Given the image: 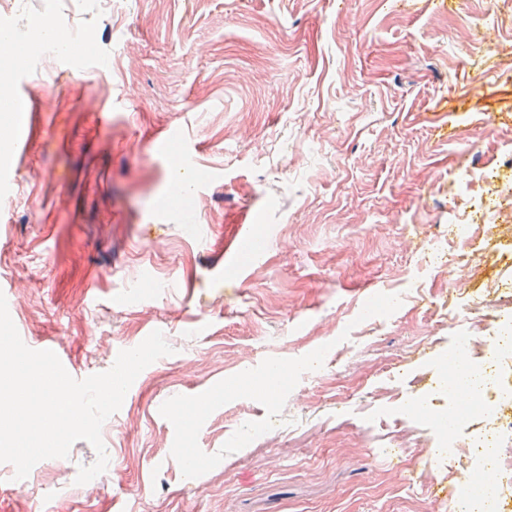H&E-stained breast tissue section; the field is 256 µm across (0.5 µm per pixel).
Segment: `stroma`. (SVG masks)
Listing matches in <instances>:
<instances>
[{"mask_svg":"<svg viewBox=\"0 0 512 512\" xmlns=\"http://www.w3.org/2000/svg\"><path fill=\"white\" fill-rule=\"evenodd\" d=\"M38 20L114 64L29 53L6 81L35 91L40 126L0 153L11 318L74 375L156 330L173 352L104 423L98 484L75 482L97 458L82 440L20 482L0 463V512H442L421 489L457 483L420 460L480 425H436L448 309L512 284V214L446 271L425 257L484 189L463 170L512 152V7L0 0L19 43ZM187 150L193 211L171 201ZM202 393L203 415H171Z\"/></svg>","mask_w":512,"mask_h":512,"instance_id":"stroma-1","label":"stroma"}]
</instances>
